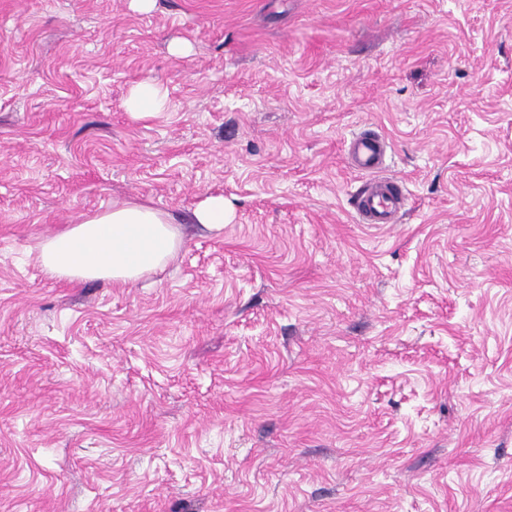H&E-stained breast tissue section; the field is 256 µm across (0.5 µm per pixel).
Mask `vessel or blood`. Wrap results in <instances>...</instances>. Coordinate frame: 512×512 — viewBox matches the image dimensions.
I'll return each mask as SVG.
<instances>
[{
    "instance_id": "obj_1",
    "label": "vessel or blood",
    "mask_w": 512,
    "mask_h": 512,
    "mask_svg": "<svg viewBox=\"0 0 512 512\" xmlns=\"http://www.w3.org/2000/svg\"><path fill=\"white\" fill-rule=\"evenodd\" d=\"M388 147L386 138L370 129L354 134L349 143L350 167L367 176L354 202L358 223L394 224L405 208L400 181L386 173Z\"/></svg>"
}]
</instances>
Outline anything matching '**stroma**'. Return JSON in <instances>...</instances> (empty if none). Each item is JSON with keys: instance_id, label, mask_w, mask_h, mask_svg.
Masks as SVG:
<instances>
[{"instance_id": "35a3bbf8", "label": "stroma", "mask_w": 512, "mask_h": 512, "mask_svg": "<svg viewBox=\"0 0 512 512\" xmlns=\"http://www.w3.org/2000/svg\"><path fill=\"white\" fill-rule=\"evenodd\" d=\"M128 197L151 285L43 273ZM0 512H512V0H0ZM167 94L157 84L141 83L132 88L127 100L126 109L134 117L154 116L163 112ZM388 147L386 138L370 129L354 134L349 143L350 167L369 176L354 202L359 224L397 223L405 208L406 195L400 181L385 173ZM231 218V209L226 204L224 196H209L194 211L196 224H201L212 231L223 230L224 224H228Z\"/></svg>"}]
</instances>
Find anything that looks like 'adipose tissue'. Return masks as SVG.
Wrapping results in <instances>:
<instances>
[{
    "instance_id": "obj_1",
    "label": "adipose tissue",
    "mask_w": 512,
    "mask_h": 512,
    "mask_svg": "<svg viewBox=\"0 0 512 512\" xmlns=\"http://www.w3.org/2000/svg\"><path fill=\"white\" fill-rule=\"evenodd\" d=\"M182 245L174 215L134 197L45 237L38 259L49 278L72 285L101 280L133 286L164 270Z\"/></svg>"
}]
</instances>
